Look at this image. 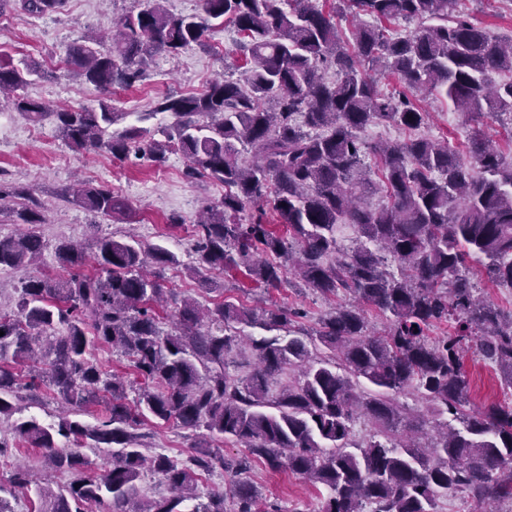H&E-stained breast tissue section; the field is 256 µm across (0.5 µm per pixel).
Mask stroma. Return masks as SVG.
Wrapping results in <instances>:
<instances>
[{"label": "stroma", "instance_id": "obj_1", "mask_svg": "<svg viewBox=\"0 0 512 512\" xmlns=\"http://www.w3.org/2000/svg\"><path fill=\"white\" fill-rule=\"evenodd\" d=\"M139 0H68L63 13L30 16L14 7L0 13V59L25 60L37 64L41 78L28 85L25 95L50 101L60 108L97 107L101 94L75 75L65 74L68 46L88 33L110 38L119 16L138 11ZM457 9L466 11L474 22L492 33L512 37V0H458ZM238 34L228 25L210 31L207 47L191 46L176 55L158 54L144 80L128 89L115 90L111 103L125 115L128 125L138 124L144 112L167 93H192L203 89L213 79H239L241 64L236 51ZM429 114L425 131L445 137L457 147L464 146L473 131H481L496 142L506 158H512V143L497 121L482 119L465 122L447 104L433 97L421 98ZM185 158L170 154L156 164L148 160L119 161L105 153L75 151L59 137L52 121L32 124L0 101V180L24 188L23 195L0 206V237L34 234L45 244L40 261L16 272L0 271V311L15 307L21 283L30 276L67 277V270L55 256V246L62 240L89 242L98 236L123 238L135 235L146 244H158L175 254L178 265L166 268L161 279L165 302L160 310V326L170 331L171 317L181 301L195 299L211 307L222 301L253 304L263 299L266 307L288 305L300 308L306 328L318 320L333 304L311 290L302 288L292 274H285L280 287L266 288L252 281L244 271L214 272L218 291L200 290L197 278L188 273L194 265L195 240L188 227L196 223L203 209L224 196L221 183L202 179L187 180ZM93 185L112 187L129 203L127 218L94 215L68 202L66 194L74 179ZM38 205L43 221L39 224L17 223L14 211L21 205ZM181 216L183 227L169 226L170 215ZM464 368L469 383L472 408L493 401H512V389L504 384L498 370L479 355L468 354ZM153 450L174 458L188 455L198 439L196 432L150 419L137 428ZM247 479L261 492L259 506H275L280 512H319L326 494L322 486L312 484L289 471L270 470L262 461H252Z\"/></svg>", "mask_w": 512, "mask_h": 512}]
</instances>
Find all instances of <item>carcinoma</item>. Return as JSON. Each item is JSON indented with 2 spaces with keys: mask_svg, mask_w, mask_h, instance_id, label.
<instances>
[{
  "mask_svg": "<svg viewBox=\"0 0 512 512\" xmlns=\"http://www.w3.org/2000/svg\"><path fill=\"white\" fill-rule=\"evenodd\" d=\"M13 1L37 17L66 7V0H0V10ZM164 2L143 0L138 12L122 16L106 50L98 37L69 46V70L103 94L98 108L52 112L19 94L41 74L27 62L0 64V97L35 125L54 121L75 151L155 163L180 152L187 179L224 184L221 203L196 224L195 274L243 268L277 288L289 266L323 298L343 294L352 302L336 305L309 332L296 308L223 302L205 309L188 298L175 311V331L165 334L154 306L164 295L161 270L176 259L133 237L97 239L94 275L25 281L16 310L0 314V424L22 411L21 390L38 382L74 415L109 395L96 425L67 415L47 426L34 417L12 423L14 438L42 449L52 469L69 476L55 491L36 489L48 512H129L146 468L169 495L136 512H184L202 475L217 468L235 477V512H259L243 477L254 459L326 488L320 512H436L450 491L477 508L512 503V403L469 409L464 369L474 347L512 388V312L475 295L478 281L512 288V165L480 135L462 153L416 134L428 113L411 98L440 96L470 119L512 121V78L489 80L512 75V38L453 13L457 0H346L354 16L373 19L350 39L336 7L326 12L319 0H201V13L191 15L172 14ZM400 19L421 25L405 34L384 26ZM213 20L240 34L244 80L163 97L154 111L174 117L169 127L112 129L124 118L112 107V90L140 81L162 52L206 45ZM366 64L395 74L406 91L382 95L362 71ZM328 68L336 70L333 81L324 77ZM377 123L413 136L369 143L362 133ZM246 145L256 151L249 164L240 161ZM368 154L379 181L365 164ZM378 192L385 206L364 205ZM69 197L97 215L128 210L107 186L86 185ZM269 201L278 227L266 222ZM248 205L256 215L243 224L238 214ZM345 224L353 231L348 246L337 236ZM43 248L32 234L0 237V269L17 270ZM55 254L69 268L87 259L69 241ZM369 310L386 318L383 332L369 331ZM442 321L454 332L430 339L427 330ZM242 325L284 335L250 339L254 369L237 377L226 366ZM101 344L143 378L134 407L125 402V378L94 360ZM287 371L298 374L296 383L270 395V381ZM408 388L451 419L417 435L421 426L403 418L398 400ZM361 415L375 431L359 443L353 426ZM144 417L204 433L182 460L148 455L136 432ZM214 436L243 444L247 454L224 458L211 447ZM83 448L106 453L104 473L91 471ZM192 512H224V491H209Z\"/></svg>",
  "mask_w": 512,
  "mask_h": 512,
  "instance_id": "1",
  "label": "carcinoma"
}]
</instances>
